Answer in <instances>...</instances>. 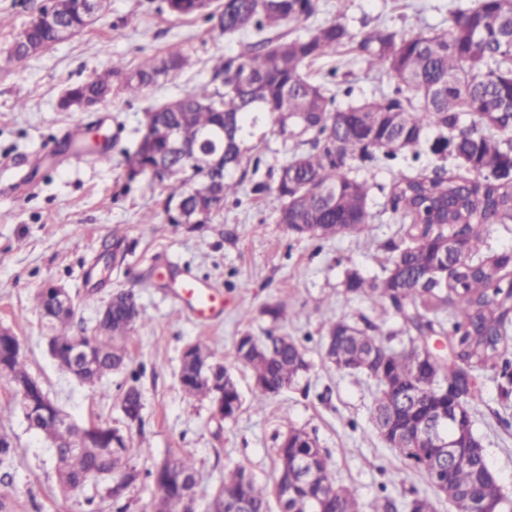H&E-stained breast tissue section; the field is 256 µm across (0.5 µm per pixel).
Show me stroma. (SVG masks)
I'll return each mask as SVG.
<instances>
[{"label":"stroma","mask_w":512,"mask_h":512,"mask_svg":"<svg viewBox=\"0 0 512 512\" xmlns=\"http://www.w3.org/2000/svg\"><path fill=\"white\" fill-rule=\"evenodd\" d=\"M48 0H0V327L17 336L21 354L37 379L70 420L105 422L128 440L124 464L146 470L167 458L191 457L197 470L195 496L208 506L228 468L244 467L272 483L279 440L289 429L315 439L329 456L339 483L355 492L359 512H377L384 500L401 502L417 493L436 512H457L455 504L421 474L405 471L371 421L377 386L360 373H347L322 358L326 323L340 317L381 322L391 347H409L410 337L395 314L345 291L348 273L381 279L382 243L401 226L390 209L391 185L401 172L416 174L456 162L432 151L427 135L419 156L398 154L368 162L353 158L370 186L371 220L366 233L312 240L291 234L269 205V188L299 147L268 123L254 151L257 169L248 171L237 195L226 199L205 224H169L161 203L163 186L130 178L125 152L134 150L145 112L179 97L212 77L211 59L235 56L246 40L225 34L218 24L222 0L207 10L176 17L166 0H107L101 18L71 39L22 61L10 59L16 30L38 15ZM468 0H316L314 23L340 19L355 34L374 28L427 32L447 27L450 10ZM180 46L191 68L171 74L138 97L113 89L92 112H64L65 88L102 71L109 60L135 68L147 55ZM312 73L327 82L337 104L391 94L399 86L387 71L368 69L349 50L316 62ZM106 142L110 159L96 161L80 143ZM265 192H255V185ZM218 286L224 314L196 320L169 281L182 271ZM63 286L76 311L73 336L99 333V312L112 295L134 290L146 312L128 333L133 361L105 376L96 387L62 371L47 350L48 329L33 302L47 284ZM285 302L286 321L272 325L266 305ZM292 336L309 368L287 390L273 396L263 412L252 408L253 378L234 359L239 336L264 337L268 330ZM209 345L236 379L243 406L234 419L215 415L209 400L184 395L178 370L184 347ZM142 395L140 421L128 422L121 396L129 385ZM481 400L470 406L485 460L512 501V407L497 401L491 377L478 381ZM17 446L9 478L0 480L7 512H114L107 481L89 480L79 490L61 492L50 444L30 428L12 383L0 376V431Z\"/></svg>","instance_id":"35a3bbf8"}]
</instances>
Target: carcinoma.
Segmentation results:
<instances>
[{
    "mask_svg": "<svg viewBox=\"0 0 512 512\" xmlns=\"http://www.w3.org/2000/svg\"><path fill=\"white\" fill-rule=\"evenodd\" d=\"M170 13L189 16L202 12L200 0H169ZM57 10L74 31L85 28L80 0H57ZM314 0H224L219 21L224 33L249 36L245 50L237 56L214 59L210 83L200 85L176 100L177 108L161 110V119L173 114L172 123L180 141L220 157L224 170L221 191L228 198L238 193L237 170L259 165L252 158L255 147L247 146L254 129L273 119L290 138L309 149L296 153L281 166L277 183L270 191L278 222L298 236L330 240L345 234H363L370 221L369 186L359 177L350 160L373 157L381 152L393 157L401 151L420 156L427 134L436 131L438 140L451 146L458 166L479 174L477 178L450 175L442 168L415 176L399 174L392 183L393 213L404 224V233L381 244L386 276L370 283L356 273L347 275L345 292L368 296L381 302L382 313L402 317L415 343L397 351L384 342L380 325L366 318L363 325L348 318L328 324L327 334L336 344L326 350L336 369L361 372L379 385L374 400L373 425L379 434L398 421L416 422L440 408L448 407L444 383L453 380L464 405L481 397L475 379L491 374L498 397L512 402V252L478 255L490 236L491 226L512 222V139L503 141L484 132L512 130V0H473L465 9L452 12L448 27L428 32H389L376 28L352 34L340 20L318 26L310 19ZM298 34L275 33L285 24ZM48 48L60 44L56 29L30 20L16 34L9 57H16V42ZM372 69L395 75L403 88L372 100L335 105V95L305 69L314 62L340 53L346 46ZM190 65L180 47L162 56H147L132 70L119 60L94 78L72 84L65 92L77 99L121 79L125 93L137 96L160 78ZM403 115V123L392 124L390 113ZM474 117L472 127L460 126L461 115ZM375 130L366 139L363 128ZM129 175L153 177L155 159L144 145L126 156ZM213 177L194 169L191 161L176 159L159 182L167 200L181 198L187 205L202 203L215 214L220 198L214 196ZM112 305L103 335L92 338L94 348L104 353L99 372L89 376L94 385L101 378L133 361L122 340L133 322L145 320L138 310L130 319L125 299L133 292L119 293ZM68 320L51 322L55 346L66 351L75 337L66 333ZM425 336L446 339L447 361L432 365L427 349L416 344ZM0 340V374L14 383L31 379L22 357L6 353ZM195 359L179 371V385L188 396L212 398L217 389L224 395V418H234L241 409L238 385L211 350L194 343ZM235 358L248 366L255 378L253 404L259 411L271 397L270 390L289 388L307 370L305 353L290 338L268 333L262 340L239 337ZM207 364L218 369L217 382L197 379L195 368ZM25 418H35L40 431L54 444L60 488L69 492L91 478L117 473L113 481L127 490L142 474L135 468L118 471L127 453V441L114 428L94 434L101 448H76L81 427L54 424L60 412L56 404L33 386L17 396ZM121 410L131 419L140 417V390L128 386ZM388 447L409 470L430 477L432 461L440 449L411 437ZM468 465H455L448 477V499L455 502H500L499 487L486 480L488 466L484 449L473 448ZM194 461L181 456L166 460L147 472L157 490L156 512H196ZM190 481L188 492L179 485ZM276 497L280 512H357L355 493L336 482L335 471L324 451L306 432L291 429L282 437L277 451L274 486L257 481L242 467L224 473L210 512H270V497ZM404 512H434L426 497L414 496L403 504Z\"/></svg>",
    "mask_w": 512,
    "mask_h": 512,
    "instance_id": "carcinoma-1",
    "label": "carcinoma"
}]
</instances>
